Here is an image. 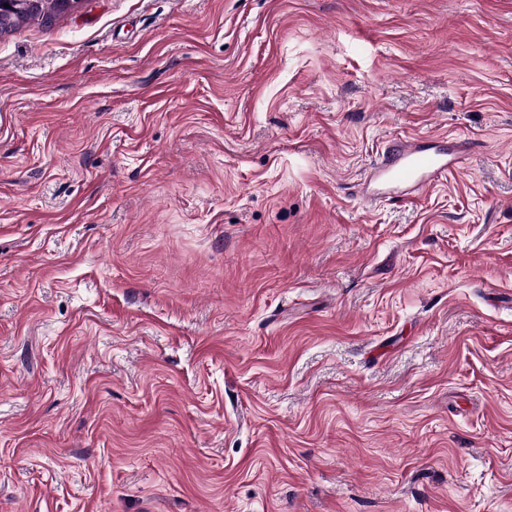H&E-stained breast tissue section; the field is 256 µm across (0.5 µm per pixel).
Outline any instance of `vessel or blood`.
<instances>
[{"instance_id": "1", "label": "vessel or blood", "mask_w": 512, "mask_h": 512, "mask_svg": "<svg viewBox=\"0 0 512 512\" xmlns=\"http://www.w3.org/2000/svg\"><path fill=\"white\" fill-rule=\"evenodd\" d=\"M459 172L457 160L432 143L418 138H397L384 148L370 175L377 187L365 193L366 202H381L409 188L420 192L443 177Z\"/></svg>"}]
</instances>
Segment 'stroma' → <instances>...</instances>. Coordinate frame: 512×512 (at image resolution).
Here are the masks:
<instances>
[{"label": "stroma", "instance_id": "1", "mask_svg": "<svg viewBox=\"0 0 512 512\" xmlns=\"http://www.w3.org/2000/svg\"><path fill=\"white\" fill-rule=\"evenodd\" d=\"M0 512H512V0L0 34ZM460 158L448 159V153L420 138H397L384 148L371 170L377 188L363 194L368 203L398 197L405 188L420 192L442 177L459 173Z\"/></svg>", "mask_w": 512, "mask_h": 512}]
</instances>
